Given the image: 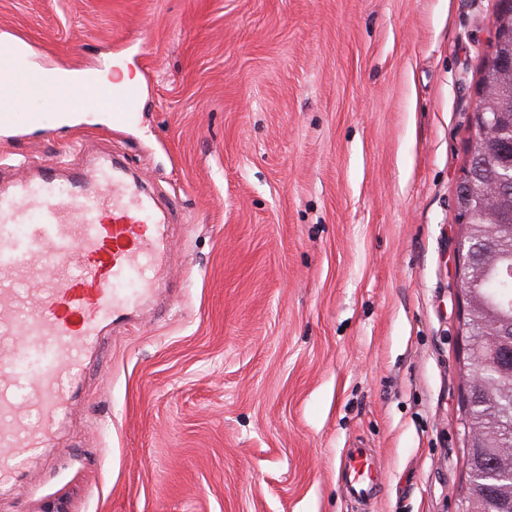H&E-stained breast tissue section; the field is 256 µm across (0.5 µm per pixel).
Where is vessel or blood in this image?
Listing matches in <instances>:
<instances>
[{
  "instance_id": "obj_1",
  "label": "vessel or blood",
  "mask_w": 512,
  "mask_h": 512,
  "mask_svg": "<svg viewBox=\"0 0 512 512\" xmlns=\"http://www.w3.org/2000/svg\"><path fill=\"white\" fill-rule=\"evenodd\" d=\"M67 91L17 64L14 47L0 49V124H39ZM39 99L17 112L14 99ZM134 86L108 98L129 118ZM150 200L119 167L104 163L59 181L55 167L0 188V486L47 445L82 377L90 349L106 326L153 296L171 243ZM26 401H19L18 390ZM350 499L376 497V463L347 451Z\"/></svg>"
}]
</instances>
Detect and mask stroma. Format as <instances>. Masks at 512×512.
<instances>
[{"mask_svg": "<svg viewBox=\"0 0 512 512\" xmlns=\"http://www.w3.org/2000/svg\"><path fill=\"white\" fill-rule=\"evenodd\" d=\"M496 9L0 0L31 68L140 87L126 122L0 126V178L120 158L174 243L0 512H459L455 202ZM356 447L366 509L338 477ZM348 479L344 486L350 499L366 501L376 497L378 485L375 482L377 473L375 457L361 448H350L347 451Z\"/></svg>", "mask_w": 512, "mask_h": 512, "instance_id": "stroma-1", "label": "stroma"}]
</instances>
